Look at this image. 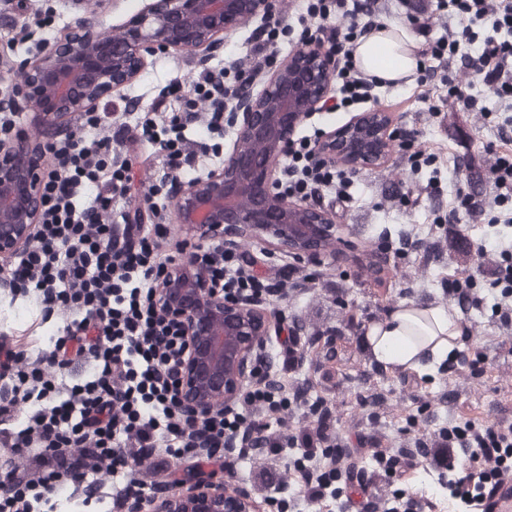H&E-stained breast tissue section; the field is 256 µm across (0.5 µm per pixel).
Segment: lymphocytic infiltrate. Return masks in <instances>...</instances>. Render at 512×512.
Masks as SVG:
<instances>
[{"mask_svg": "<svg viewBox=\"0 0 512 512\" xmlns=\"http://www.w3.org/2000/svg\"><path fill=\"white\" fill-rule=\"evenodd\" d=\"M440 11L453 22L445 39L422 48L423 61L450 59L465 42L478 43L468 65L489 90L512 102V0H438ZM308 13L328 19H360L346 31L316 28L342 56L338 77L345 101L367 97L374 83L355 66L359 35L376 28L373 0H308ZM493 17L502 37L477 39L472 25ZM284 31L271 25L250 55L232 67L239 88L249 86L271 60L269 50ZM194 97L179 85L168 87L154 111L136 124L125 113L84 112L81 133L53 146L55 168L44 183L42 208L27 244L9 263L0 287L11 297L38 305L44 317L60 326L43 347L29 350L0 336V512H57L60 503L75 507L97 504L99 512H127L128 504L150 508L145 485L125 476L130 463L165 468L168 460H220L224 443L243 426L267 432L269 412L289 406L272 392L264 378L241 395V411L197 418L181 394V371L187 339L183 328L169 320L159 290L167 264L159 249L169 229L161 213L138 223L127 213L112 221L132 187L134 146L150 143L166 174H184L218 157L217 136L224 133L230 88L223 70L197 72ZM197 128V149L186 146L184 131ZM285 184L288 195L303 199L326 188L345 190L338 176L320 158L310 140L293 152ZM495 194L488 200L459 193L448 213L485 214L512 200V155L499 154L492 167ZM88 190L76 205L77 190ZM210 278L231 293L274 294L273 285L237 262L234 252L216 249L205 267ZM449 447L461 450L464 468L449 465L448 495L463 512H478L485 492L512 474V426L477 428L450 426ZM339 458L328 460L305 452L294 462L298 480L311 498L329 502L337 496Z\"/></svg>", "mask_w": 512, "mask_h": 512, "instance_id": "f902f5d3", "label": "lymphocytic infiltrate"}]
</instances>
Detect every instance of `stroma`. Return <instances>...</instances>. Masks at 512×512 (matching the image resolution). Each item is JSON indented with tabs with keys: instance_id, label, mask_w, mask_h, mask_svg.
<instances>
[{
	"instance_id": "1",
	"label": "stroma",
	"mask_w": 512,
	"mask_h": 512,
	"mask_svg": "<svg viewBox=\"0 0 512 512\" xmlns=\"http://www.w3.org/2000/svg\"><path fill=\"white\" fill-rule=\"evenodd\" d=\"M280 3L278 20L292 31L276 47L281 62L299 49L297 31L317 20L306 13V0ZM50 5L57 37L82 14L100 29L119 27L142 0H50ZM376 8L379 23L405 27L414 46L447 32L434 0H426L416 23L402 0H376ZM26 22V10L15 2L0 11V80L9 79L16 62L38 51L35 43L14 39ZM199 68L187 52L158 55L113 101L135 114L150 111L166 84L177 79L190 85ZM452 81L476 99L475 110H463L449 99ZM373 93V107L395 120L396 138L387 159L377 168L350 172L348 196L331 189L316 197L355 241L354 260L317 266L269 254L268 244L256 239L233 247L240 263L259 257V274L293 276L287 294L267 299L266 310L282 317L290 332L289 339H269L272 371L299 401L269 417L279 452L255 449L231 458V471L208 463L202 470L228 479L256 501L282 502V512H387L399 492L425 494L436 502L435 512H447L441 475L448 426L512 425V327H504L496 314L503 296L493 285L502 255L512 252V221L500 218L494 208L448 222L459 192L493 196L490 167L494 155L512 151V110L504 109L459 57L419 70L410 80L376 86ZM409 140L421 153L419 161L402 148ZM381 250L389 259L383 287L371 266ZM467 278L473 279L480 304L462 306L449 295V281ZM402 303L455 309L461 329L455 366L443 362L392 372L372 362L364 336ZM1 328L30 346L53 334L56 323L41 321L34 304L0 295ZM316 402L329 411L331 444L350 452L356 471L329 507L311 499L293 471L296 458L321 445L311 410ZM381 451L403 460L402 475L389 476L378 468Z\"/></svg>"
}]
</instances>
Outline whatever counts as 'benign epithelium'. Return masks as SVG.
<instances>
[{"label":"benign epithelium","mask_w":512,"mask_h":512,"mask_svg":"<svg viewBox=\"0 0 512 512\" xmlns=\"http://www.w3.org/2000/svg\"><path fill=\"white\" fill-rule=\"evenodd\" d=\"M278 0H146L118 31L102 32L78 17L68 32L41 45L17 66L11 101L34 106L36 130L0 141V257L16 254L29 239L42 206L43 148L34 140L69 116L93 112L112 93L134 81L148 60L169 51L205 60L245 21L269 19ZM338 61L334 50L309 41L275 67L262 90L244 89L234 100V135L224 165L205 175L170 179L182 224L200 240L234 245L259 238L290 256L321 264L338 260L351 243L323 207L290 198L280 189L277 166L294 145L301 124L332 104L330 85ZM395 131L378 108L356 113L324 132L320 149L352 170L384 163ZM260 144L258 153L253 145ZM209 254L194 250L164 274L161 288L169 317L185 330L187 349L182 395L188 407L207 415L229 409L268 355L271 325L260 297L225 294L221 283L198 274ZM257 446L248 429L226 442L225 451ZM160 512H265L241 488L197 477L184 493L164 499Z\"/></svg>","instance_id":"7a95c632"}]
</instances>
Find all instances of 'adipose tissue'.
I'll use <instances>...</instances> for the list:
<instances>
[{"label":"adipose tissue","instance_id":"adipose-tissue-1","mask_svg":"<svg viewBox=\"0 0 512 512\" xmlns=\"http://www.w3.org/2000/svg\"><path fill=\"white\" fill-rule=\"evenodd\" d=\"M409 40L406 31L392 26L371 31L358 39L355 63L376 83H397L421 67L418 57L406 48ZM460 334L455 316L447 309L403 303L370 329L364 343L378 367L401 371L446 359Z\"/></svg>","mask_w":512,"mask_h":512}]
</instances>
